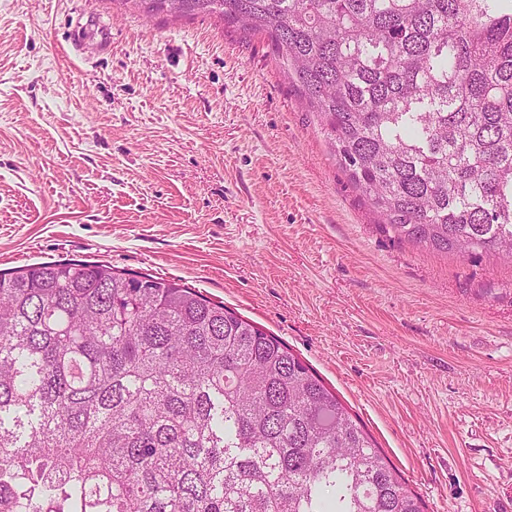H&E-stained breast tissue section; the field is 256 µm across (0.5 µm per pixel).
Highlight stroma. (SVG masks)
<instances>
[{
    "mask_svg": "<svg viewBox=\"0 0 512 512\" xmlns=\"http://www.w3.org/2000/svg\"><path fill=\"white\" fill-rule=\"evenodd\" d=\"M102 262L282 341L425 512H512V264L397 242L260 34L0 0V272Z\"/></svg>",
    "mask_w": 512,
    "mask_h": 512,
    "instance_id": "1",
    "label": "stroma"
}]
</instances>
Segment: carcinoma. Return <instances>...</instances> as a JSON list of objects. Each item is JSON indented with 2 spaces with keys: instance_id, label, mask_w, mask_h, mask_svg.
Returning a JSON list of instances; mask_svg holds the SVG:
<instances>
[{
  "instance_id": "cac0c4a2",
  "label": "carcinoma",
  "mask_w": 512,
  "mask_h": 512,
  "mask_svg": "<svg viewBox=\"0 0 512 512\" xmlns=\"http://www.w3.org/2000/svg\"><path fill=\"white\" fill-rule=\"evenodd\" d=\"M265 35L392 238L512 261V0H182ZM0 512H423L277 338L99 262L0 273Z\"/></svg>"
}]
</instances>
